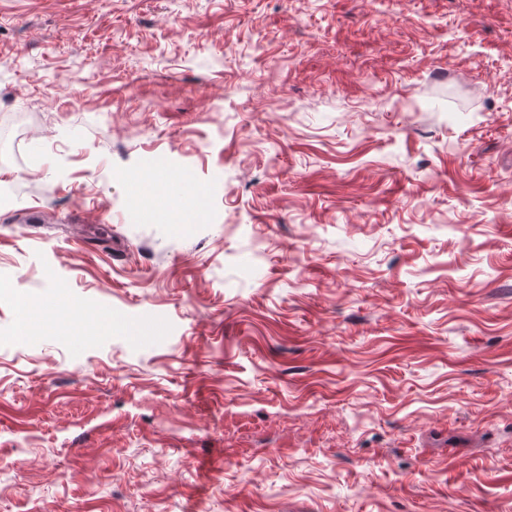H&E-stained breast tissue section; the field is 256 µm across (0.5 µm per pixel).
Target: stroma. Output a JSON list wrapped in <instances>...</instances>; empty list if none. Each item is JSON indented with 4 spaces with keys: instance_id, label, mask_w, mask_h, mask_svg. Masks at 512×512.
<instances>
[{
    "instance_id": "stroma-1",
    "label": "stroma",
    "mask_w": 512,
    "mask_h": 512,
    "mask_svg": "<svg viewBox=\"0 0 512 512\" xmlns=\"http://www.w3.org/2000/svg\"><path fill=\"white\" fill-rule=\"evenodd\" d=\"M0 512H512V0H0Z\"/></svg>"
}]
</instances>
